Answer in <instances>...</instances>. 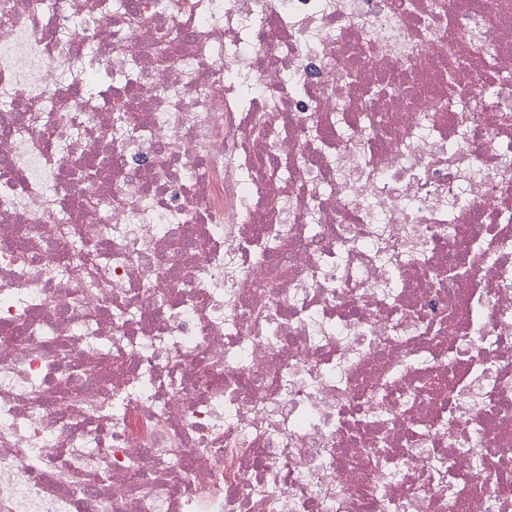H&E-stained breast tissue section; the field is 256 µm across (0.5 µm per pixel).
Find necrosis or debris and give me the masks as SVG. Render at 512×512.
Segmentation results:
<instances>
[{
  "mask_svg": "<svg viewBox=\"0 0 512 512\" xmlns=\"http://www.w3.org/2000/svg\"><path fill=\"white\" fill-rule=\"evenodd\" d=\"M0 512H512V0H0Z\"/></svg>",
  "mask_w": 512,
  "mask_h": 512,
  "instance_id": "1",
  "label": "necrosis or debris"
}]
</instances>
